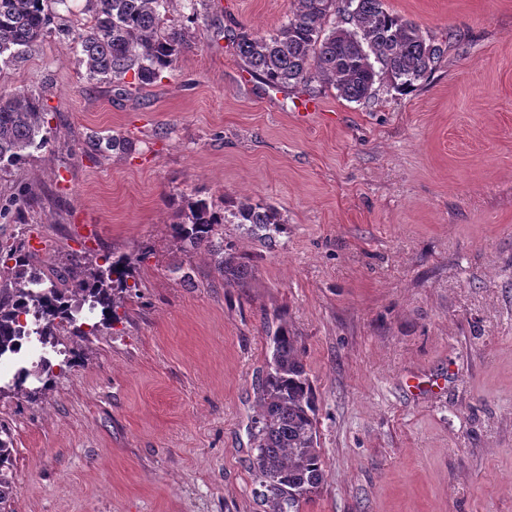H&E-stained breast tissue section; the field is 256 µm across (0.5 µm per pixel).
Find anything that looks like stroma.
<instances>
[{
	"instance_id": "35a3bbf8",
	"label": "stroma",
	"mask_w": 512,
	"mask_h": 512,
	"mask_svg": "<svg viewBox=\"0 0 512 512\" xmlns=\"http://www.w3.org/2000/svg\"><path fill=\"white\" fill-rule=\"evenodd\" d=\"M447 50L403 94L377 82L267 86L227 30L271 31L291 0H172L192 47L154 83L88 82L57 33L0 69L39 93L51 148L0 174V247L34 272L136 258L126 320L58 330L54 387L0 374L16 494L8 512H263L257 388L287 326L318 405L325 482L303 512H512V0H384ZM119 137L124 152L92 151ZM249 197L285 223L218 227L253 275L225 285L172 236L181 196ZM76 349L80 364L63 363ZM32 199L25 191H18L9 199L8 203L0 206V219L18 222L22 219L24 212L31 206ZM18 220V221H17Z\"/></svg>"
}]
</instances>
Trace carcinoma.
<instances>
[{"instance_id": "obj_1", "label": "carcinoma", "mask_w": 512, "mask_h": 512, "mask_svg": "<svg viewBox=\"0 0 512 512\" xmlns=\"http://www.w3.org/2000/svg\"><path fill=\"white\" fill-rule=\"evenodd\" d=\"M67 0H0V60L19 58L52 30L55 6ZM171 0H87L90 21L67 31L78 65L90 81L122 80L135 70L142 84H151L191 47L187 39L194 16L180 28L165 29ZM340 21L326 29L328 17ZM238 56L272 88L297 87L319 80L333 85L339 95L359 102L371 97L378 80L387 79L402 93L424 80L444 55L445 48L427 39L420 28L388 11L383 0H293L286 20L266 34L242 27L232 34ZM46 109L31 91L0 92V171L22 164L30 150L49 145L42 134ZM32 199L22 190L0 206V219L19 221ZM186 220L172 225L174 237L219 256L216 269L225 284L243 285L252 275L244 257L231 248H215L212 237L220 224H250L279 230L285 219L270 204L244 198L225 209L203 198H185ZM14 265H9V262ZM25 246L0 256V359L18 353L17 339L37 337L43 345L55 331L68 327L82 338L77 324L83 305L101 308L103 320H122L118 308L123 295L138 287L132 262L125 256L108 257L105 264H82L75 258L71 270L58 281H45L29 272ZM273 351L261 386L260 413L254 443L253 469L264 491V512H301L324 481L317 451L316 402L312 383L295 337L285 327L272 336ZM31 372L20 368L13 388L25 390ZM48 390L52 378L33 375ZM10 428L0 418V512L17 491L12 476Z\"/></svg>"}]
</instances>
